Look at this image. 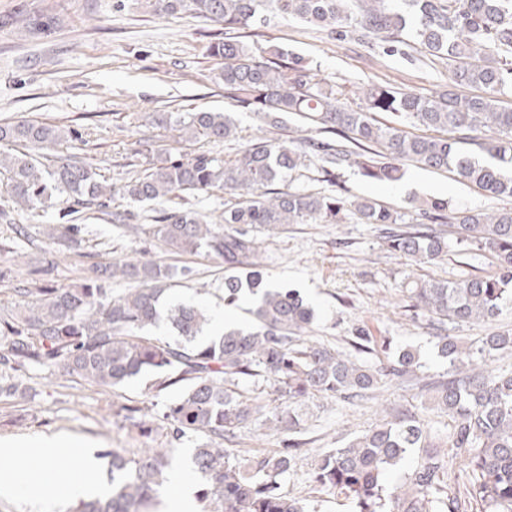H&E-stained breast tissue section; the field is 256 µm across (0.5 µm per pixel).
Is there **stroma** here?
<instances>
[{"mask_svg":"<svg viewBox=\"0 0 512 512\" xmlns=\"http://www.w3.org/2000/svg\"><path fill=\"white\" fill-rule=\"evenodd\" d=\"M52 19L51 29L31 34L17 22L19 11ZM222 24L191 12L158 16L140 0H0V120L35 119L76 131L50 153L51 159L78 158L95 168L100 181L113 189L111 206L124 210L130 201L122 186L151 160L138 153L146 138L162 149L173 139L156 127L153 115L163 111L232 113L238 125L234 141L197 139L183 145L186 153L205 152L235 157L254 136L289 139L296 120L281 128L264 125L251 112L237 110L224 95L220 60L210 56L209 45ZM252 41L275 44L290 56L304 60L311 74L331 84H376L406 87L423 93L441 90L448 72L432 65L415 47L388 51L378 42L366 46L296 20L271 18L257 29ZM315 165L303 168L297 184L316 179L322 191L356 199L372 197L397 210H407L415 197L447 199L455 208L492 210L501 200L462 184L446 171L426 170L404 163L397 182H373L358 167L340 171L335 184L318 181ZM0 209L10 223L0 222V310L22 303L23 289L53 288L79 283L92 264L116 259H155L188 268L189 273L169 290L173 301H190L207 309L224 307V267L205 255H175L158 240L114 225H82L77 251H65L43 229L31 240L17 238L14 225L27 216L13 202L0 180ZM261 247L265 278L270 285L300 292L313 308L315 341L342 350L356 329L375 339L390 341L392 349L419 352L425 376L436 379L448 364L437 353L438 339L421 312L408 307L402 285L407 277L452 280L489 272L487 255L461 253L450 247L447 256L415 264L387 251L379 225L353 220L342 224H288L272 234L260 226L249 229ZM36 368L10 373L18 393L0 397V438L27 440L40 436L72 437L84 442L98 458V478L110 484L112 475L103 452L108 448L142 447L140 432L125 421L120 410L126 400L150 401L148 419L159 446L175 449L178 468L190 470V458L200 442L189 435L175 440L161 409L178 396L169 389L151 397V377L142 376L105 398L97 388L79 385L55 373V386L42 384ZM375 401L349 406L315 394L297 411L303 420L293 474L282 482L289 496L306 503L309 512H352L343 494L319 487L311 477L318 455L344 446L355 435L379 423L391 404H418L417 391L387 381Z\"/></svg>","mask_w":512,"mask_h":512,"instance_id":"obj_1","label":"stroma"}]
</instances>
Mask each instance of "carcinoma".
Here are the masks:
<instances>
[{"mask_svg": "<svg viewBox=\"0 0 512 512\" xmlns=\"http://www.w3.org/2000/svg\"><path fill=\"white\" fill-rule=\"evenodd\" d=\"M159 16L191 11L224 23V37L211 43L210 55L223 61L224 94L245 112H257L277 127L285 116L309 124L305 134L281 140L258 136L233 159L221 161L204 152L174 156L157 152L156 161L137 172L122 194L149 204L157 223L129 224L131 213H110L112 223L150 234L178 255L205 253L224 265V302L235 303L245 291L254 296L245 327L224 330L201 340L209 323L193 303L181 302L166 317L178 339L161 343L145 334L161 317L163 297L189 270L148 259L96 264L73 287L26 288L36 294L11 312L0 313V370L30 367L61 370L75 382L112 395L132 378L150 373L152 390L172 387L179 397L167 404L163 419L172 438L188 433L202 437L192 465L201 476L197 498L204 512H308L282 491L281 481L295 466L299 443L273 453L241 455L231 446L238 432L258 420L270 433H299L293 410L271 416L243 390L265 382L278 397L297 404L311 394L350 403L389 379L416 385L422 407L448 414L452 429L448 450L428 442L418 411L406 406L383 410L381 424L324 452L312 471L322 488L345 495L353 512H459L458 500L443 496L451 459L468 472L469 502L481 512H512V371L485 368L491 352L512 354V332L483 337L477 345L448 335V324L487 323L512 304V206L490 212L449 207L446 199L414 206L418 221L368 197L348 201L307 188L270 190L316 159L325 182L336 172L357 166L362 175L395 182L401 165L454 172L459 180L499 200H512V0H150ZM296 19L341 37L390 45L410 42L430 63L448 66L445 89L423 95L412 89L370 84L360 87L358 101L347 104L338 88L312 78L296 58L288 63L280 49L263 50L244 41L242 31L260 28L268 16ZM400 115L428 131L410 136L380 123L375 115ZM157 127L172 132L177 143L204 137L236 138L237 124L226 112H190L185 118L154 113ZM66 137L54 124L22 120L0 122V145L24 143L49 150ZM486 154L484 161L479 155ZM6 176L16 204L39 224L48 203H69V214L107 213L112 188L93 168L66 159L44 163L33 155L0 152V175ZM237 194L224 203L220 222L167 204L187 195L214 190ZM381 224L390 251L413 261L433 260L456 243L487 253L493 270L455 281L408 278L410 307L422 312L439 332L438 353L448 372L434 382L419 376L420 358L403 349L373 367L344 351L311 339L313 309L294 289L265 282L259 245L243 224L276 232L285 224ZM76 224L56 225L53 239L78 244ZM120 277L134 287L118 298L106 283ZM125 420L150 438L153 429L144 408L122 407ZM416 448L421 456L405 483L388 486L390 467ZM112 469L106 495L79 502L74 512H148L173 464V449L147 445L134 453L104 451Z\"/></svg>", "mask_w": 512, "mask_h": 512, "instance_id": "carcinoma-1", "label": "carcinoma"}]
</instances>
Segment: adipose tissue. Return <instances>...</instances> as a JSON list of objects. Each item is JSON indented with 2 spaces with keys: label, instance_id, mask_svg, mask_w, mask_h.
Wrapping results in <instances>:
<instances>
[{
  "label": "adipose tissue",
  "instance_id": "obj_1",
  "mask_svg": "<svg viewBox=\"0 0 512 512\" xmlns=\"http://www.w3.org/2000/svg\"><path fill=\"white\" fill-rule=\"evenodd\" d=\"M27 452H18L17 441L0 440V457L12 459L14 466L8 476H0V495L24 497L34 502L38 512H54L53 488L74 499L86 497L97 484L94 464L80 442L61 437H40L27 440ZM69 458L73 465L68 474H58L57 459Z\"/></svg>",
  "mask_w": 512,
  "mask_h": 512
}]
</instances>
